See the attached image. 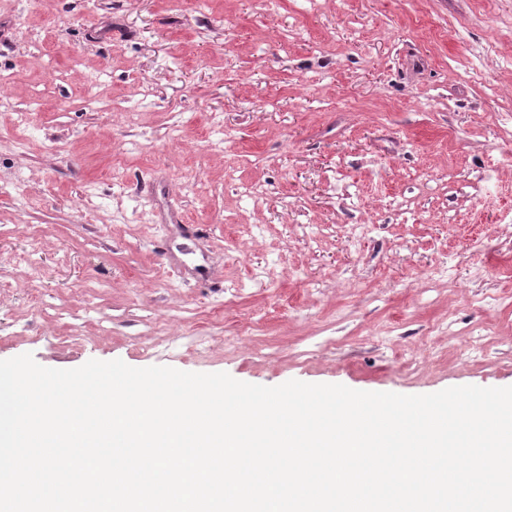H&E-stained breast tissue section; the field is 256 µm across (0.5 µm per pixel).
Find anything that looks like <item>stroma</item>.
<instances>
[{"instance_id": "35a3bbf8", "label": "stroma", "mask_w": 512, "mask_h": 512, "mask_svg": "<svg viewBox=\"0 0 512 512\" xmlns=\"http://www.w3.org/2000/svg\"><path fill=\"white\" fill-rule=\"evenodd\" d=\"M8 10L0 360L405 395L512 386V226L498 225L512 165L491 134L512 114V0ZM490 40L498 55L472 82L466 61ZM362 218L377 230L357 246L338 227ZM439 265L447 278L417 298L409 282ZM244 327L254 351L225 342ZM410 346L432 370L407 366Z\"/></svg>"}]
</instances>
